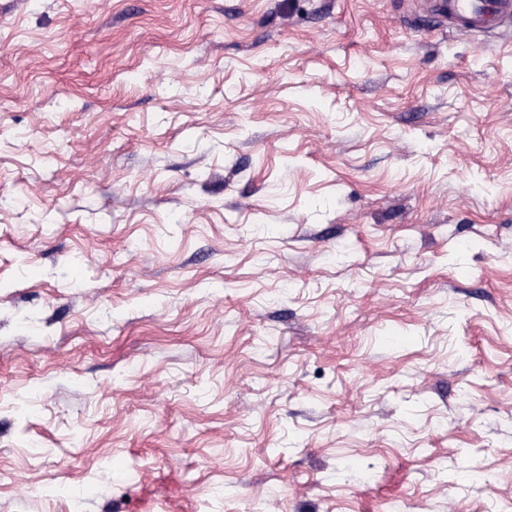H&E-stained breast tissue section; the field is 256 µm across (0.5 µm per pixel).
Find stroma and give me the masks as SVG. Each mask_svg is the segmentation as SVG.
<instances>
[{
	"label": "stroma",
	"instance_id": "35a3bbf8",
	"mask_svg": "<svg viewBox=\"0 0 512 512\" xmlns=\"http://www.w3.org/2000/svg\"><path fill=\"white\" fill-rule=\"evenodd\" d=\"M512 512V30L414 0H0V512Z\"/></svg>",
	"mask_w": 512,
	"mask_h": 512
}]
</instances>
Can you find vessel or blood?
Segmentation results:
<instances>
[{"mask_svg": "<svg viewBox=\"0 0 512 512\" xmlns=\"http://www.w3.org/2000/svg\"><path fill=\"white\" fill-rule=\"evenodd\" d=\"M430 9L461 33L490 32L512 24V0H433Z\"/></svg>", "mask_w": 512, "mask_h": 512, "instance_id": "b4317fda", "label": "vessel or blood"}]
</instances>
